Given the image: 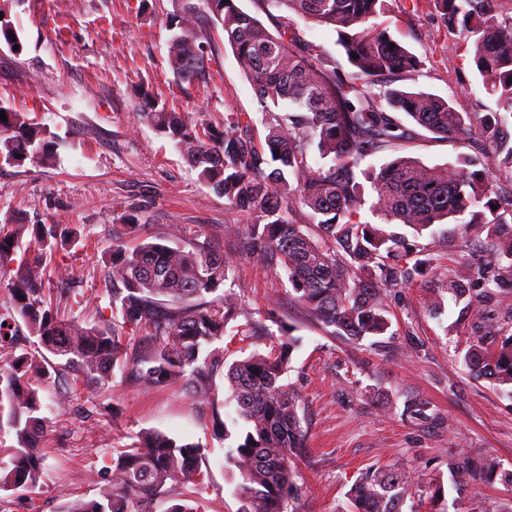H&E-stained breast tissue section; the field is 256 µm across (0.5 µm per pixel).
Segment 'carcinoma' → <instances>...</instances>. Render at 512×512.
I'll use <instances>...</instances> for the list:
<instances>
[{"label": "carcinoma", "instance_id": "carcinoma-1", "mask_svg": "<svg viewBox=\"0 0 512 512\" xmlns=\"http://www.w3.org/2000/svg\"><path fill=\"white\" fill-rule=\"evenodd\" d=\"M199 2L187 5L175 24L170 68L182 83L199 81L210 45L197 29L221 26L256 91L264 141L255 142L253 120L237 112L227 113L217 130L147 97L143 115L247 218L248 254L285 273L293 298L315 321L347 341L390 336L388 291L431 273L439 281L429 297L435 310L446 301L469 309L492 297L512 309V202L494 188L496 175L512 176V15L499 10L498 0H434L444 25L470 42L472 64L496 98L490 112H459L450 98L379 83L387 74L411 80L421 66L416 54L375 27L385 0H253L272 31L235 0ZM293 15L334 31L353 71H329L326 50L301 36ZM397 112L441 138L474 139L481 154L444 165L398 156L361 167L365 158L395 152L412 138ZM5 114L0 163L55 161L57 143L47 128L19 112ZM367 203L381 223L359 220ZM302 208L312 232L293 220ZM445 222L485 235L488 269L461 260L441 274L438 256L382 228L399 224L420 234ZM26 236V255L18 261L15 249ZM79 239L77 230L59 233L54 224L0 222V274L8 275L11 295L0 307V432L16 439L8 460L0 458V492L44 482L40 441L48 418L34 385L76 366L91 395L108 390L118 370L143 389L187 386L195 402L214 408L213 382L224 377V405H233L245 424L241 441L225 453L231 475L240 478L237 512H301L294 477L306 431L299 396L283 380L301 338L281 325L265 351L227 362L230 348L219 345L224 336L231 344L255 336L242 302L224 289L234 261L207 241L159 235L132 251L112 246L101 289L110 317L101 313L92 325L66 318L58 307L82 304L86 292L78 283L57 292L44 288V255ZM460 360L471 376L490 379L512 398V335L482 336ZM430 409L425 400L405 402L416 419L428 418ZM202 457L197 444L143 432L130 446L113 449L98 497L76 498L62 512H158L166 503L163 512H204L196 491ZM498 468L490 456L458 461L451 466L453 487L460 493ZM417 491L416 476L404 467L370 469L348 491L349 512H402Z\"/></svg>", "mask_w": 512, "mask_h": 512}]
</instances>
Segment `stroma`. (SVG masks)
<instances>
[{
  "mask_svg": "<svg viewBox=\"0 0 512 512\" xmlns=\"http://www.w3.org/2000/svg\"><path fill=\"white\" fill-rule=\"evenodd\" d=\"M182 8L181 0H0V13L23 43L19 53L0 43V107L26 114L58 142L52 166L0 165V219L78 228V243L46 260L44 285L52 289L72 278L100 288L102 259L113 245L131 249L158 233L209 239L233 259L225 286L252 321L273 333L293 327L302 339L285 380L299 395L307 435L295 477L303 512H338L363 472L389 464L404 466L420 482L406 512H437L430 497L435 483L444 485L456 512H507L512 485L495 477L459 494L449 486V468L459 455L491 454L502 474L512 473V399L491 381L473 380L456 359L488 325H506L512 312L492 301L464 315L454 306L433 315L428 296L434 281L424 277L390 290L393 334L379 343H350L311 321L292 299L286 277L245 257L248 222L141 115L138 91L144 88L172 111L204 113L216 127L229 111L259 116L255 91L222 30L210 32L213 55L204 83L188 86L175 78L167 50ZM375 24L422 60L416 87L452 98L461 112L495 109L469 53L458 46L459 34L448 32L433 0H386ZM473 150L469 141L425 133L402 152L442 165ZM130 220L141 224V233L124 232ZM418 242L447 269L460 259L474 267L488 261L457 224L440 225ZM271 309L277 321L268 320ZM82 390L73 371L42 387L51 420L41 448L47 477L38 488L0 495V512H55L69 500L94 497L113 449L149 429L202 445V503L210 512H236V482L224 468V454L238 443L241 425H230V438H223L210 406L192 403L181 389L146 390L119 378L98 398L103 414L85 419L78 414ZM66 392L73 406L61 412L56 401ZM411 399L430 402L434 418L404 416Z\"/></svg>",
  "mask_w": 512,
  "mask_h": 512,
  "instance_id": "stroma-1",
  "label": "stroma"
}]
</instances>
